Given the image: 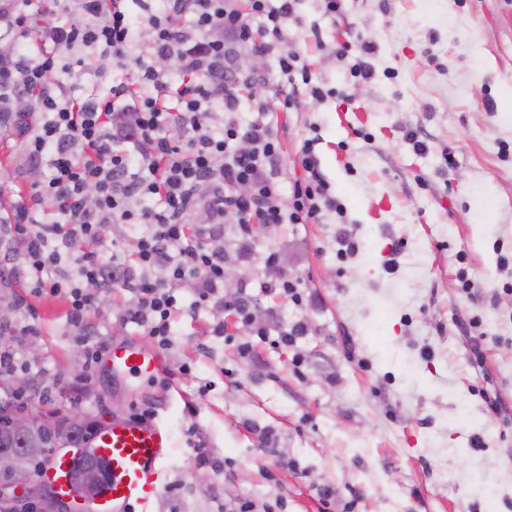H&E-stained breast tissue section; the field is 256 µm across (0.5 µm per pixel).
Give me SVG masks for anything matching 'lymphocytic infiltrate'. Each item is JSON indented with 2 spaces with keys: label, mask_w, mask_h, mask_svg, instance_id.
Masks as SVG:
<instances>
[{
  "label": "lymphocytic infiltrate",
  "mask_w": 512,
  "mask_h": 512,
  "mask_svg": "<svg viewBox=\"0 0 512 512\" xmlns=\"http://www.w3.org/2000/svg\"><path fill=\"white\" fill-rule=\"evenodd\" d=\"M126 2L78 0L62 24L49 12L0 9V33L36 37L33 47L0 52V112L12 115L13 138L29 164L51 171L31 199L18 200L8 232L21 247L33 294H64L71 324L81 325L120 286L138 299L133 319L164 347L175 314L218 303L227 315L251 318L246 298L224 295L219 240L226 218H235L244 236L253 224L317 223L336 201L317 170L312 140L302 146L308 177L295 182L286 199L278 181L279 140L265 111L244 126L212 123L215 106L235 111L240 89L253 83L252 75L231 69L247 52L275 54V74L293 95L323 99L299 52L286 46L295 0H163L160 12L138 20ZM260 17L265 24L258 37L252 21ZM143 26L152 59L137 60L132 81L113 83L104 96L77 98L56 80L67 50L90 48L127 60ZM171 57L176 70L155 67V60ZM21 99L31 109L18 114L13 106ZM128 143L137 154L125 151ZM241 184L249 186L248 195L237 193ZM152 198L159 207L149 206ZM45 204L56 215L53 223L36 218ZM199 209L206 215L201 227L190 221ZM113 224L141 225L134 266L115 265L97 251ZM79 242L93 249L74 256L76 273H65L61 260ZM188 283L195 299L183 308L178 290Z\"/></svg>",
  "instance_id": "obj_1"
}]
</instances>
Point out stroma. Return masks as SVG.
<instances>
[{"label":"stroma","instance_id":"obj_1","mask_svg":"<svg viewBox=\"0 0 512 512\" xmlns=\"http://www.w3.org/2000/svg\"><path fill=\"white\" fill-rule=\"evenodd\" d=\"M288 36L327 96L301 95L295 109L271 115L281 193L305 177L301 146L313 137L341 211H323L316 224H255L245 241L226 222L227 263L246 277L224 292L246 296L257 314L229 322L223 337L211 332L220 307L174 316L171 370L154 378L105 363L112 347L147 338L129 315L134 294L113 289L90 310L106 348L87 364L65 298L30 294L19 249L0 237V259L17 272L0 286V302L13 307L8 327L38 329L0 331L28 365L12 382L38 390L25 404L36 415L77 403L101 422L146 412L165 424L174 448L151 512L277 500L284 512H321L327 487L340 507L360 493L357 512H512V420L490 417L480 395L492 389L512 409V0H343L336 16L322 0H296ZM339 41L374 45L370 80L353 74L358 53L332 54ZM79 56L81 67L58 74L74 95L127 75L95 50ZM289 91L262 83L213 122L248 123ZM9 132L0 121V203L10 209L45 173L30 169ZM411 132L426 152L415 151ZM345 237L358 251L345 250ZM242 244L249 260L237 257ZM463 273L483 301L462 292ZM276 275L297 280L301 302L265 292ZM299 320L307 333L273 347ZM473 335L487 355L484 386L470 365ZM242 340L250 357L238 352ZM263 428L276 433L273 452L260 444Z\"/></svg>","mask_w":512,"mask_h":512}]
</instances>
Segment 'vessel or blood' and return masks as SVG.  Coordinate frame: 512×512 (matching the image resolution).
Wrapping results in <instances>:
<instances>
[{
  "instance_id": "b4317fda",
  "label": "vessel or blood",
  "mask_w": 512,
  "mask_h": 512,
  "mask_svg": "<svg viewBox=\"0 0 512 512\" xmlns=\"http://www.w3.org/2000/svg\"><path fill=\"white\" fill-rule=\"evenodd\" d=\"M110 367L115 372L152 377L169 369L161 352L139 343L113 348ZM91 444L105 463L109 478L92 512H151L163 487L164 470L172 446L169 431L151 419H113L99 429ZM72 454H60L43 474L58 494H68L66 473Z\"/></svg>"
}]
</instances>
